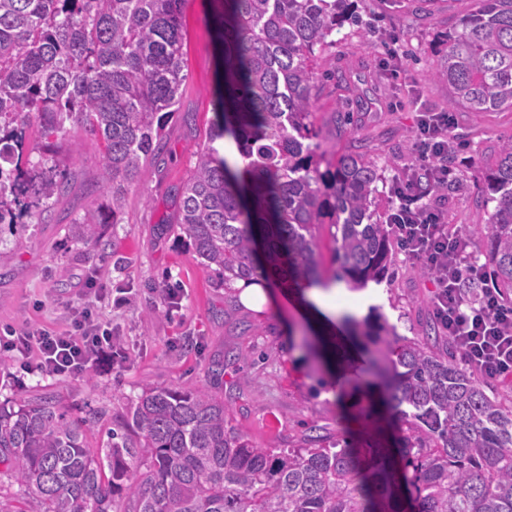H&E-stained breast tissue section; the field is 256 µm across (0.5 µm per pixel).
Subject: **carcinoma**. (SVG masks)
<instances>
[{"mask_svg": "<svg viewBox=\"0 0 512 512\" xmlns=\"http://www.w3.org/2000/svg\"><path fill=\"white\" fill-rule=\"evenodd\" d=\"M222 80L208 143L178 189L176 224L197 261L224 287L261 282L263 244L288 265L299 288L325 286L316 228L328 224L338 270L360 288L389 270L390 236L376 216L382 170L359 152L316 156L310 120L323 55L336 30L360 23L367 0H219ZM181 0H0V224L17 223L15 165L25 127L37 123L42 147L76 119L101 145L108 212L78 223L99 243L118 224L188 79ZM433 81L448 87V111L512 110V0H474L448 33ZM230 138L239 156L213 147ZM487 202L476 233L486 277L512 295V139L485 161ZM31 185L37 200L64 194L65 176L46 169ZM339 323L372 336L365 372L376 424H405L392 444L322 443L273 448L233 425V409L206 387L148 384L132 410L133 434H114L106 462L85 445L86 419L50 397L17 408L0 403V459L25 495L20 512H112L113 479L126 480L128 512H512V407L460 367L453 345L432 350V328L401 337L343 314ZM319 370L336 347L308 327L290 328ZM138 461L130 468L124 456ZM109 468L112 478L103 476Z\"/></svg>", "mask_w": 512, "mask_h": 512, "instance_id": "1", "label": "carcinoma"}]
</instances>
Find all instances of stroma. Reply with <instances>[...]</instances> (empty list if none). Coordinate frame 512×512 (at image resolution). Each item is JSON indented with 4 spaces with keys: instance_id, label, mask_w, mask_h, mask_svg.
<instances>
[{
    "instance_id": "35a3bbf8",
    "label": "stroma",
    "mask_w": 512,
    "mask_h": 512,
    "mask_svg": "<svg viewBox=\"0 0 512 512\" xmlns=\"http://www.w3.org/2000/svg\"><path fill=\"white\" fill-rule=\"evenodd\" d=\"M472 8V0H367L362 28L344 26L326 53L331 76L318 82L313 109L319 149L358 150L394 180L413 160L420 114L448 109V89L435 84L429 70L448 30ZM213 14V0H182L188 79L179 110L163 149L131 188L121 223L104 226L102 244L82 240L76 228L87 210L106 208L111 199L100 180L99 145L76 123L52 155L69 182L65 196L44 211L21 210L16 225L0 227V329L63 330L72 312L91 304L123 343L122 356L107 353L83 374L55 377L29 373L35 354L0 351V401L52 397L69 413L89 418L86 442L96 454L109 432H124L147 384L206 386L233 408L237 431L260 445L296 448L310 435L353 441L363 426L361 395L337 396L334 378L315 372L308 353L283 333V321L295 318L291 307L257 312L243 305L238 290L216 285L173 223L176 192L214 117ZM395 31L403 34L405 74L399 79L361 45L366 38L383 48ZM339 110L349 113L348 122H335ZM454 121L453 134L464 147L454 159L459 181L445 193L447 218L480 261L483 166L512 138V112H458ZM390 267L394 275L380 285L379 309L366 317L385 316L399 335L419 336L433 321L429 279L396 248ZM163 285L178 290V306L164 302ZM112 291L125 293L128 305L113 307Z\"/></svg>"
}]
</instances>
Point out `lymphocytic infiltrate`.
<instances>
[{
  "label": "lymphocytic infiltrate",
  "mask_w": 512,
  "mask_h": 512,
  "mask_svg": "<svg viewBox=\"0 0 512 512\" xmlns=\"http://www.w3.org/2000/svg\"><path fill=\"white\" fill-rule=\"evenodd\" d=\"M451 126L445 112L422 120L414 161L393 189L399 204L386 217L387 230L408 262L430 271L433 316L460 349L467 368L482 378L499 379L512 375V308L502 306L496 289L486 286L484 267L473 257L469 239L447 224L439 191L457 180L447 161ZM476 282L481 288L473 301L463 288ZM117 343L111 323L90 307L63 332L8 327L0 333V350L37 353L36 368L45 376L82 372L94 356Z\"/></svg>",
  "instance_id": "obj_1"
}]
</instances>
